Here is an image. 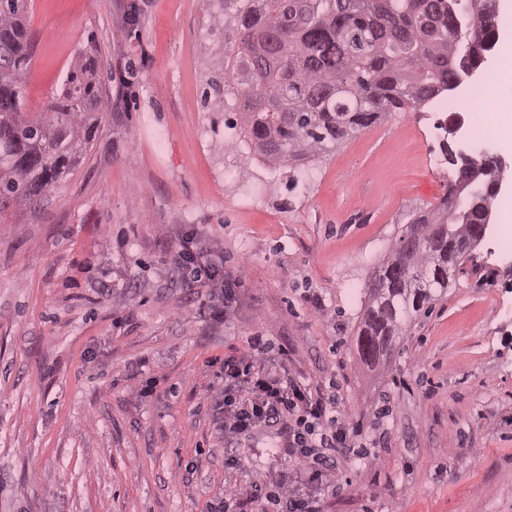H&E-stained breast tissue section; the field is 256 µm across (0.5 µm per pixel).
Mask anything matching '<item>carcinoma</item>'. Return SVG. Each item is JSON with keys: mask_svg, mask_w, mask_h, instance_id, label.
Instances as JSON below:
<instances>
[{"mask_svg": "<svg viewBox=\"0 0 512 512\" xmlns=\"http://www.w3.org/2000/svg\"><path fill=\"white\" fill-rule=\"evenodd\" d=\"M466 5L471 28L451 26ZM245 0L234 16L232 69L240 121L275 166L304 161L407 104L424 107L483 66L495 37L492 0ZM26 0H0V205L31 206L74 166L98 127L99 64L80 54L44 112H19L31 64ZM495 194L457 176L433 209L413 216L367 285L357 350H394L411 314L445 293ZM428 232L411 249L405 238Z\"/></svg>", "mask_w": 512, "mask_h": 512, "instance_id": "1", "label": "carcinoma"}]
</instances>
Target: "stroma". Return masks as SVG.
<instances>
[{"label": "stroma", "instance_id": "35a3bbf8", "mask_svg": "<svg viewBox=\"0 0 512 512\" xmlns=\"http://www.w3.org/2000/svg\"><path fill=\"white\" fill-rule=\"evenodd\" d=\"M223 21L221 0L27 2L22 112L82 53L101 61L102 106L40 204L0 212V512H208L292 471L278 428L228 441L211 410L210 360L258 332L363 425L322 512H512V213L365 363L368 279L457 177L431 162L450 115L408 106L272 168L240 97L206 94L237 45ZM185 235L239 280L224 320L211 280L175 263Z\"/></svg>", "mask_w": 512, "mask_h": 512}]
</instances>
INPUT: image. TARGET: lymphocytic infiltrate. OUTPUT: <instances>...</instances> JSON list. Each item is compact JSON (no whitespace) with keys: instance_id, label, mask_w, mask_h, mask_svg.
I'll return each mask as SVG.
<instances>
[{"instance_id":"lymphocytic-infiltrate-1","label":"lymphocytic infiltrate","mask_w":512,"mask_h":512,"mask_svg":"<svg viewBox=\"0 0 512 512\" xmlns=\"http://www.w3.org/2000/svg\"><path fill=\"white\" fill-rule=\"evenodd\" d=\"M262 337L249 339L248 349L237 356L212 359L214 375L224 383L219 403V424L225 438L233 439L264 425L285 424L288 453L306 463L317 482L331 483L337 455L346 453L358 428L336 414V399L315 396L287 367H266ZM211 512H321L313 492L292 485L281 476L276 486L255 477L248 494L223 499Z\"/></svg>"}]
</instances>
